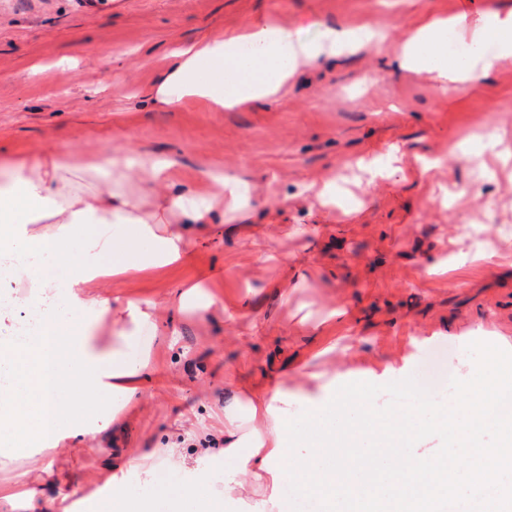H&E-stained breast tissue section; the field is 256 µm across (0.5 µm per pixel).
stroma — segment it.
<instances>
[{
  "label": "stroma",
  "mask_w": 512,
  "mask_h": 512,
  "mask_svg": "<svg viewBox=\"0 0 512 512\" xmlns=\"http://www.w3.org/2000/svg\"><path fill=\"white\" fill-rule=\"evenodd\" d=\"M507 14L512 0H0V154L55 153L77 165L130 144L135 155L171 161L169 174L219 172L244 177L262 206L215 213L207 237L184 269L112 285L108 296L167 298L198 275L232 296L229 261L248 274L250 310L226 326L220 307L205 319L180 317L177 343L142 334L154 368L139 404L92 443L52 458L68 483L35 487L54 512H96L93 497L108 466L131 450L179 441L187 426L215 425L238 386L289 381L292 411L320 398L319 373L339 366L357 381L384 384L387 365L426 390L449 372L473 375L465 347L512 344V162L490 159L484 188L450 155L473 128L492 129L512 154V63L475 71L439 90L431 74L401 63L402 47L425 19ZM271 18L296 39L315 40L325 25L380 26L383 40L301 68L280 102L240 112L159 108L150 92L181 44L217 31H241ZM436 157L420 179L401 173L370 181L362 159L387 163L389 146ZM311 225L303 239L295 225ZM487 236L484 259L457 258L471 227ZM287 255V265L261 253ZM453 258L447 276L426 268ZM312 306L309 321L296 309ZM342 307L345 323L324 321ZM232 371L236 385L226 384Z\"/></svg>",
  "instance_id": "stroma-1"
}]
</instances>
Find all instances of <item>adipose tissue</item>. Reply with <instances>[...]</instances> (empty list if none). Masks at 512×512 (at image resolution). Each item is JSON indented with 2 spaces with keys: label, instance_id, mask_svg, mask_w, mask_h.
Instances as JSON below:
<instances>
[{
  "label": "adipose tissue",
  "instance_id": "1",
  "mask_svg": "<svg viewBox=\"0 0 512 512\" xmlns=\"http://www.w3.org/2000/svg\"><path fill=\"white\" fill-rule=\"evenodd\" d=\"M470 30L475 60L483 70L512 61V13L485 14L454 24L423 21L406 41L402 63L433 74L440 86L459 81L461 65L448 59L449 29ZM379 33L324 28L319 39H292L286 28L261 19L240 32H216L178 47L152 102L160 108L194 104L212 112L234 111L278 100L289 78L321 58L369 44ZM108 169L102 188H87L50 154L37 152L0 164V264L35 289L0 309V446L23 448L36 457L45 443L96 440L113 424L106 412L113 399L137 405L150 374L147 358H129L124 349L142 330L159 333L167 312H195L203 318L221 306L234 324L245 302L225 301L210 281L175 289L165 301L105 297L108 278L139 277L150 271H178L203 233L207 217L224 204L240 207L252 195L236 175L215 174L193 182L171 180L166 165L141 157L137 167L113 156L92 162ZM111 319L112 344L100 341ZM283 384L242 393L223 410L222 452L203 447V434L186 431L201 448L193 461L179 449L131 454L127 469L145 474L172 467L179 486L149 492L117 491L114 512H224L238 504L246 481L268 482L272 493L255 499L251 512H280L288 477L276 473L277 410L290 407ZM223 455L231 464L223 488L206 473L207 461ZM48 503L29 486L28 472L16 467L0 486V512H47Z\"/></svg>",
  "mask_w": 512,
  "mask_h": 512
}]
</instances>
